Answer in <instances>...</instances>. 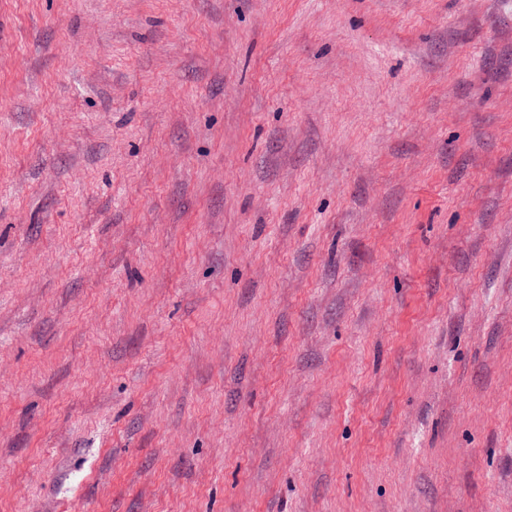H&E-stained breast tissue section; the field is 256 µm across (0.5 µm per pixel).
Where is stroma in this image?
Returning a JSON list of instances; mask_svg holds the SVG:
<instances>
[{
  "label": "stroma",
  "mask_w": 512,
  "mask_h": 512,
  "mask_svg": "<svg viewBox=\"0 0 512 512\" xmlns=\"http://www.w3.org/2000/svg\"><path fill=\"white\" fill-rule=\"evenodd\" d=\"M0 512H512V0H0Z\"/></svg>",
  "instance_id": "35a3bbf8"
}]
</instances>
